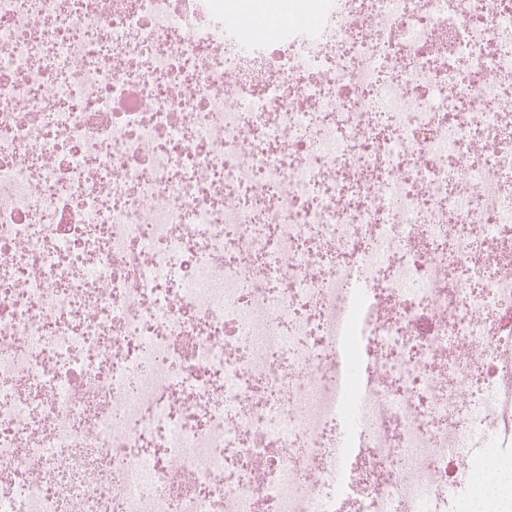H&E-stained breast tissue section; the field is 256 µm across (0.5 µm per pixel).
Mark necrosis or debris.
I'll use <instances>...</instances> for the list:
<instances>
[{"label": "necrosis or debris", "instance_id": "4bbe7bcc", "mask_svg": "<svg viewBox=\"0 0 512 512\" xmlns=\"http://www.w3.org/2000/svg\"><path fill=\"white\" fill-rule=\"evenodd\" d=\"M314 8L0 0V512H457L512 462V0ZM237 15L241 25L238 33L249 39L257 27L274 23H287L281 0H237Z\"/></svg>", "mask_w": 512, "mask_h": 512}]
</instances>
